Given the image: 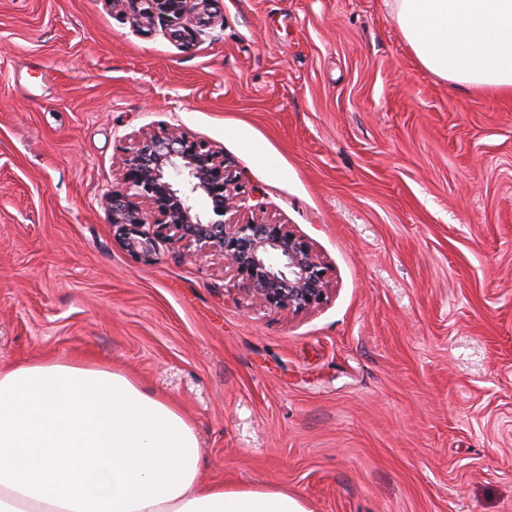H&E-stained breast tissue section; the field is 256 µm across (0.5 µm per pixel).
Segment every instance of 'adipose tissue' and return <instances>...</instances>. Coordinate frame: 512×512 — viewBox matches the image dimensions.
<instances>
[{
  "instance_id": "ef3b65f1",
  "label": "adipose tissue",
  "mask_w": 512,
  "mask_h": 512,
  "mask_svg": "<svg viewBox=\"0 0 512 512\" xmlns=\"http://www.w3.org/2000/svg\"><path fill=\"white\" fill-rule=\"evenodd\" d=\"M420 64L512 95V0H389ZM191 421L125 374L0 370V512H308L287 491L205 483Z\"/></svg>"
}]
</instances>
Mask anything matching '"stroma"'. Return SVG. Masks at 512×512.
I'll return each mask as SVG.
<instances>
[{"label":"stroma","mask_w":512,"mask_h":512,"mask_svg":"<svg viewBox=\"0 0 512 512\" xmlns=\"http://www.w3.org/2000/svg\"><path fill=\"white\" fill-rule=\"evenodd\" d=\"M219 7L187 51L109 0H0V369L129 375L194 423L204 482L308 512H512V96L427 71L385 0ZM172 126L310 241L326 304L115 241L123 156Z\"/></svg>","instance_id":"35a3bbf8"}]
</instances>
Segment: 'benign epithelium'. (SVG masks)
Listing matches in <instances>:
<instances>
[{
    "instance_id": "1",
    "label": "benign epithelium",
    "mask_w": 512,
    "mask_h": 512,
    "mask_svg": "<svg viewBox=\"0 0 512 512\" xmlns=\"http://www.w3.org/2000/svg\"><path fill=\"white\" fill-rule=\"evenodd\" d=\"M144 34L161 33L184 49L223 24L219 0H111ZM125 186L105 198L112 233L138 260L151 263L159 242L219 254L242 286L270 310L299 314L330 293L328 267L287 224L239 221L247 196L233 167L205 143L173 129L143 136L125 155ZM148 205L142 210L136 200Z\"/></svg>"
}]
</instances>
